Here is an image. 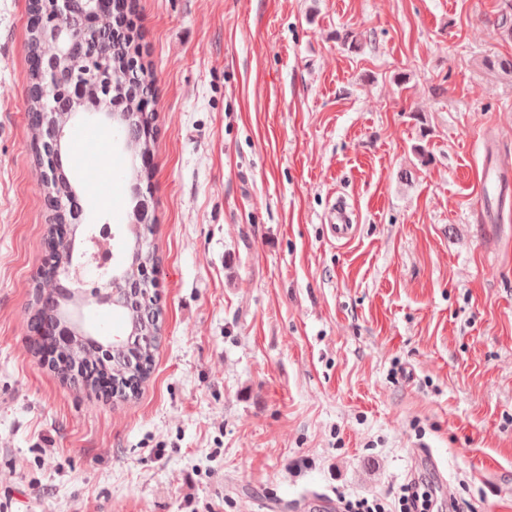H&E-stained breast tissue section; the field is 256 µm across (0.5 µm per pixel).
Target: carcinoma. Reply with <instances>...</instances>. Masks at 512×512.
Instances as JSON below:
<instances>
[{"label": "carcinoma", "mask_w": 512, "mask_h": 512, "mask_svg": "<svg viewBox=\"0 0 512 512\" xmlns=\"http://www.w3.org/2000/svg\"><path fill=\"white\" fill-rule=\"evenodd\" d=\"M126 8L108 15L88 37L72 43L64 58L55 55L51 41L44 35V27L29 26V108L28 126L36 142L35 158L42 162L47 155L60 154V163L47 185L50 199L56 206L54 223L68 226L69 239L61 249L66 258L76 247L78 227L83 224L78 212L83 210L76 194L73 176V147H58L45 133L46 114L68 115L91 105L94 100L112 97V111L116 112L119 134L127 147L144 156L154 146L150 132V116L143 114L141 105L154 97L151 73L139 62V51L132 30L127 27L125 14L132 11L133 0ZM54 0H30V12L45 24L52 18ZM156 260L150 244L142 236H132L126 267ZM119 310L126 318L127 330H136L134 337L137 362L128 360L132 350L122 347L106 360L104 369L112 376V384L125 397H133L139 386L149 377L154 352L158 348L160 310L146 301L145 282L141 275L130 274L125 283ZM57 282L48 279L35 286V298L27 328L32 336L42 335L55 323L71 301V297L57 299Z\"/></svg>", "instance_id": "carcinoma-1"}]
</instances>
